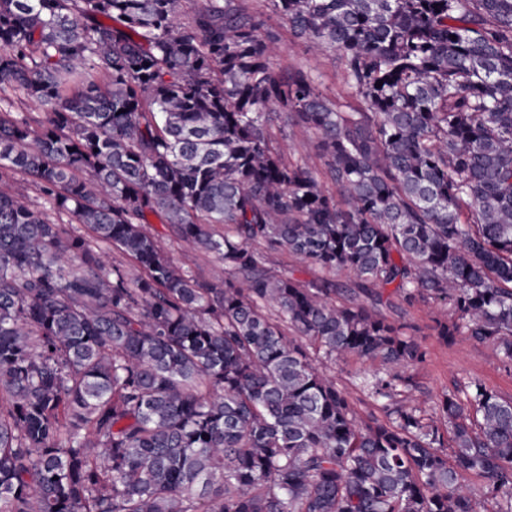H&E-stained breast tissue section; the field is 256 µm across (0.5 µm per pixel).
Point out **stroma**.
<instances>
[{
  "instance_id": "obj_1",
  "label": "stroma",
  "mask_w": 512,
  "mask_h": 512,
  "mask_svg": "<svg viewBox=\"0 0 512 512\" xmlns=\"http://www.w3.org/2000/svg\"><path fill=\"white\" fill-rule=\"evenodd\" d=\"M279 51L272 59L274 70L302 69L311 73L321 90L329 97L340 101L350 100L352 92L347 86L338 61L331 57L309 52L305 44L295 39L287 27H280ZM269 133L272 139H287L290 158H308L313 168H321L316 155L312 135L287 123L285 117L272 122ZM149 231L158 239L171 258L186 270L212 272L215 264L210 255L200 251H187L173 241L158 217H151ZM447 309L446 302L430 298L414 305H399L393 316L399 317L409 326L410 335L425 352L424 362L412 368V383L401 394L404 403L419 404L426 398H439L443 393L470 378L483 380L501 396L512 398V370L504 367L491 345L460 335L453 341H445L438 334L437 321ZM379 363L355 356L328 364V372L338 385L349 394L357 409L368 410L370 398L361 391L358 377L363 373L380 371Z\"/></svg>"
}]
</instances>
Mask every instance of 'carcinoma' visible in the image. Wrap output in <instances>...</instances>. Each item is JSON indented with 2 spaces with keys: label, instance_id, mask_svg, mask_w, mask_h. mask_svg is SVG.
<instances>
[{
  "label": "carcinoma",
  "instance_id": "carcinoma-1",
  "mask_svg": "<svg viewBox=\"0 0 512 512\" xmlns=\"http://www.w3.org/2000/svg\"><path fill=\"white\" fill-rule=\"evenodd\" d=\"M275 18L359 106L272 68ZM282 115L343 203L272 142ZM0 168L49 205L0 191V512H512V398L401 404L407 325L264 263L446 301L440 336L512 366V0H0ZM319 354L393 367L360 381L382 415ZM149 231L158 239L162 247L168 252L171 258L186 270L197 273H211L215 264L210 255L200 251H186L184 248L173 241L167 233L164 224L156 216L149 217ZM267 266L273 271L292 274L295 278L307 281L315 277L326 275L325 272L309 267L300 259L285 252H272L267 254Z\"/></svg>",
  "mask_w": 512,
  "mask_h": 512
}]
</instances>
